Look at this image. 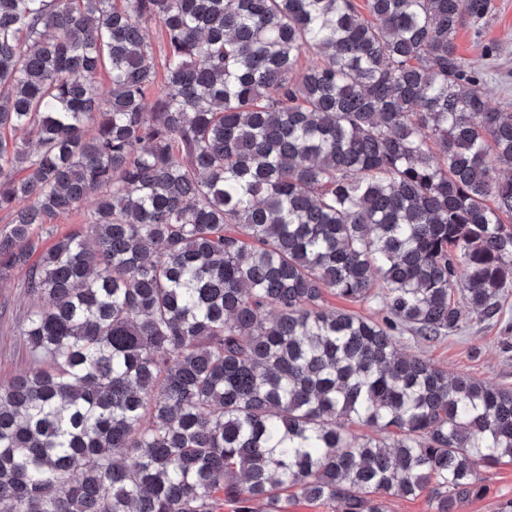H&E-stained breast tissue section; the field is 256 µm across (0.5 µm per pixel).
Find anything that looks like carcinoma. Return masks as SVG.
I'll return each mask as SVG.
<instances>
[{
  "label": "carcinoma",
  "mask_w": 512,
  "mask_h": 512,
  "mask_svg": "<svg viewBox=\"0 0 512 512\" xmlns=\"http://www.w3.org/2000/svg\"><path fill=\"white\" fill-rule=\"evenodd\" d=\"M486 7L0 0V281L40 301L0 385L7 512L486 493L512 389L400 348L499 318L512 284V109L455 43ZM88 204H84L77 210L62 214L53 218L49 224H46V229L49 233L45 234L43 231L42 247H48L58 237L68 233L78 224H84L86 215L90 210ZM325 299L327 304L333 308L347 310L349 312H353L359 315L374 314L377 316H382L384 312L382 303L379 299H376L371 303L365 304L344 301L332 295H326Z\"/></svg>",
  "instance_id": "cac0c4a2"
}]
</instances>
